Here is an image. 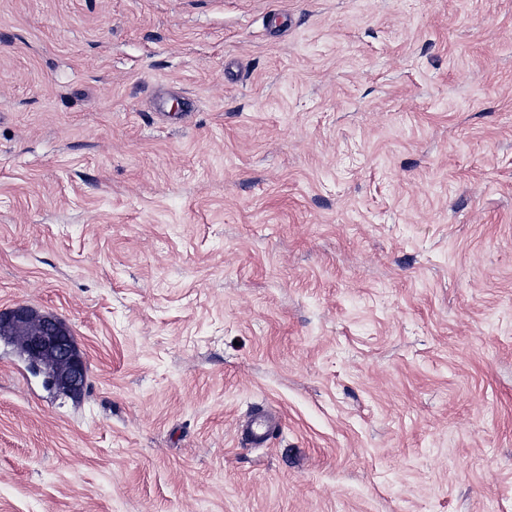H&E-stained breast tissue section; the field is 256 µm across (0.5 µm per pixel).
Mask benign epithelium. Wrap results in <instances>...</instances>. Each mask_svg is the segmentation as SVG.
<instances>
[{
	"label": "benign epithelium",
	"mask_w": 512,
	"mask_h": 512,
	"mask_svg": "<svg viewBox=\"0 0 512 512\" xmlns=\"http://www.w3.org/2000/svg\"><path fill=\"white\" fill-rule=\"evenodd\" d=\"M0 335L15 342L33 366L46 371L51 388L68 395L81 393L87 379L86 360L59 318L18 305L0 312Z\"/></svg>",
	"instance_id": "benign-epithelium-1"
}]
</instances>
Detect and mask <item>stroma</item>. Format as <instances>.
I'll return each mask as SVG.
<instances>
[{
	"mask_svg": "<svg viewBox=\"0 0 512 512\" xmlns=\"http://www.w3.org/2000/svg\"><path fill=\"white\" fill-rule=\"evenodd\" d=\"M18 304L0 512H512V0H0ZM0 334L15 342L33 366L46 371L52 389L68 395L81 393L87 379L86 360L59 318L18 305L0 312ZM276 428L277 423H271L264 415L256 416L244 433L247 444L253 446L264 444Z\"/></svg>",
	"mask_w": 512,
	"mask_h": 512,
	"instance_id": "obj_1",
	"label": "stroma"
}]
</instances>
